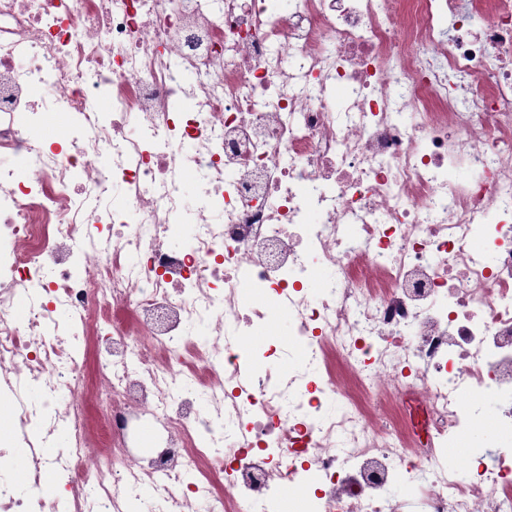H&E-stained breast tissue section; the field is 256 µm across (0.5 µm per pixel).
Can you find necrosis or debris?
<instances>
[{"label": "necrosis or debris", "instance_id": "1", "mask_svg": "<svg viewBox=\"0 0 512 512\" xmlns=\"http://www.w3.org/2000/svg\"><path fill=\"white\" fill-rule=\"evenodd\" d=\"M460 2L0 0V512H512V0ZM496 442L495 429L489 418L479 420L475 426L460 433L451 448H448V455L462 453L472 444L484 443L494 446ZM489 447V448H491Z\"/></svg>", "mask_w": 512, "mask_h": 512}]
</instances>
